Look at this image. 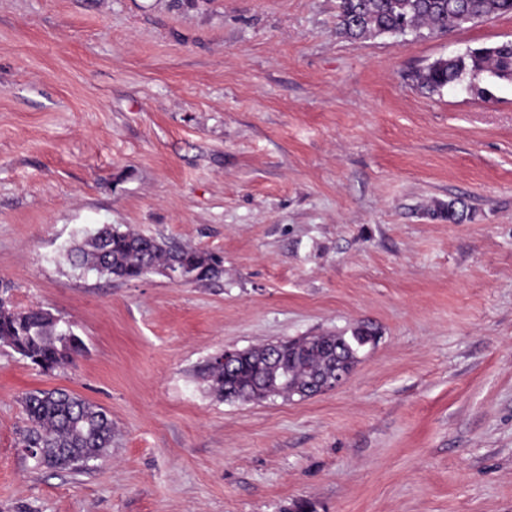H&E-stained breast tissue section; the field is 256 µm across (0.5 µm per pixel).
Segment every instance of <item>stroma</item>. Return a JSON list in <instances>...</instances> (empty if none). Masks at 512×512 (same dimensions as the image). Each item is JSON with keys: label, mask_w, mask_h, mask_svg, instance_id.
Here are the masks:
<instances>
[{"label": "stroma", "mask_w": 512, "mask_h": 512, "mask_svg": "<svg viewBox=\"0 0 512 512\" xmlns=\"http://www.w3.org/2000/svg\"><path fill=\"white\" fill-rule=\"evenodd\" d=\"M337 5L0 0V282L86 345L50 374L0 347V512H512V83L414 79L512 15L352 40ZM104 224L224 275L72 266ZM361 326L378 340L335 390L203 379L225 347ZM35 389L110 414L90 470L22 448Z\"/></svg>", "instance_id": "35a3bbf8"}]
</instances>
